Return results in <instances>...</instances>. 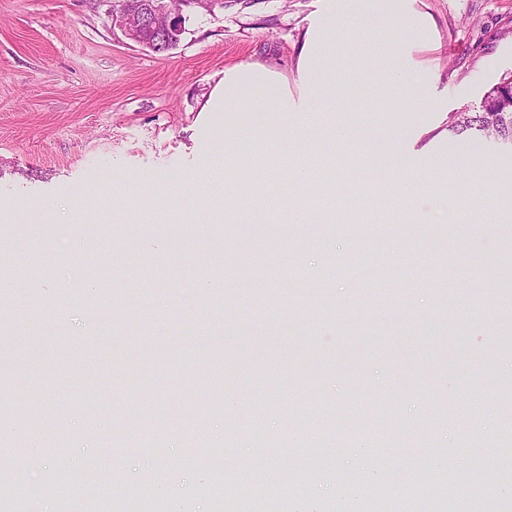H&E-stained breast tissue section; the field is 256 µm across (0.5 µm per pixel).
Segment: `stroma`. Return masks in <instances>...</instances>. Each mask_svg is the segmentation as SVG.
I'll list each match as a JSON object with an SVG mask.
<instances>
[{"label": "stroma", "mask_w": 512, "mask_h": 512, "mask_svg": "<svg viewBox=\"0 0 512 512\" xmlns=\"http://www.w3.org/2000/svg\"><path fill=\"white\" fill-rule=\"evenodd\" d=\"M111 8L0 0V366L14 379L0 407L21 417L0 470L41 463L38 486L14 485L15 498L28 512H96L98 498L135 490L136 512L156 499L164 512H213L212 471L234 499L323 454L326 469L286 490L287 512H352L367 485L390 491L377 512H433L429 482L454 456L512 512V485L496 478L512 452V401L501 395L512 383V144L448 130L453 112L512 70V0H389L392 14L424 21L430 50L398 29L382 35L374 17L331 32L344 105L328 100L325 111L339 125L414 129L401 155L442 184L408 220L352 218L337 184L385 197L389 211L401 173L359 154L342 168L329 155L317 182L333 216L309 224L289 223L299 184L280 176L267 143L284 128L290 147L297 128L242 103L204 106L240 64H264L297 89L301 43L323 24L326 0L191 4L178 45L161 54L113 29ZM392 48L439 111H417L400 81L374 93L367 74ZM223 129L251 134V158L215 166ZM464 184L473 203L448 225L445 199ZM49 201L50 219L26 223ZM147 400L161 413L160 455L140 443ZM35 403L63 439L49 454L17 445ZM314 412L328 428L306 425ZM375 417L399 429L379 447L360 426ZM200 419L220 456L191 452ZM257 423L280 453L245 479ZM408 435L437 456L410 465ZM91 461L94 498L74 481Z\"/></svg>", "instance_id": "35a3bbf8"}]
</instances>
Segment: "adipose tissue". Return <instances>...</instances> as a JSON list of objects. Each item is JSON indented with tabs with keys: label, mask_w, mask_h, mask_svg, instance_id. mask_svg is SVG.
Returning <instances> with one entry per match:
<instances>
[{
	"label": "adipose tissue",
	"mask_w": 512,
	"mask_h": 512,
	"mask_svg": "<svg viewBox=\"0 0 512 512\" xmlns=\"http://www.w3.org/2000/svg\"><path fill=\"white\" fill-rule=\"evenodd\" d=\"M326 28L310 30L301 48L298 68L304 76L300 85L302 98L294 100L289 92L288 81L269 67L250 63L225 70L224 80L211 93L210 107H226L239 101L247 102L254 112H295L299 107L317 111L318 100L333 95L336 75L331 66L332 47L326 37L327 27L342 21L348 24L361 23L368 13L380 16L384 24H391L392 15L383 9V0H329L327 4ZM302 131L301 151L295 156L296 179L304 180L310 175V155L328 150L345 154L351 150L376 158L381 163L398 166L401 178L390 187L394 207L399 218H407L419 206L423 187L436 185L440 175L435 171H418L399 153V143L405 132L389 129L383 132L339 129L330 123L314 128L307 121H300Z\"/></svg>",
	"instance_id": "adipose-tissue-1"
}]
</instances>
